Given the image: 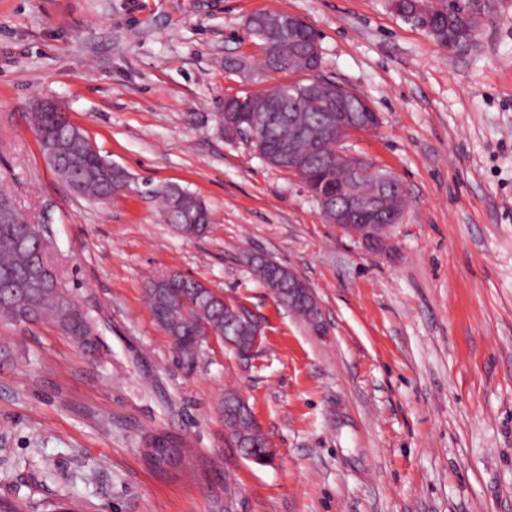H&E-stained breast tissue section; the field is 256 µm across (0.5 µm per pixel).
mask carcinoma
Instances as JSON below:
<instances>
[{
    "label": "carcinoma",
    "mask_w": 512,
    "mask_h": 512,
    "mask_svg": "<svg viewBox=\"0 0 512 512\" xmlns=\"http://www.w3.org/2000/svg\"><path fill=\"white\" fill-rule=\"evenodd\" d=\"M441 6L432 15L433 30L429 34L436 40L461 30L466 36L469 28L466 8L469 0H440ZM348 99L365 125L371 107L364 95L346 90ZM291 118L275 124L258 123L254 136L245 137L254 151L270 166L288 171V164L276 155V147L293 143L296 151L316 158L324 146L295 135L301 125L318 126L325 115V100L294 97ZM33 125L41 133L50 154L48 162L62 179L74 184L85 197L97 202L103 197L120 194L130 186L125 171H109L97 151L86 150L75 136V128L65 116L57 112L35 111ZM313 196L334 192L336 179L346 178L339 168L335 177L327 179L312 167L300 174ZM162 199L167 222L187 237L203 235L210 223L207 206L183 188L170 185L155 190ZM272 262L263 256L251 260L254 276L262 285L269 284ZM147 300L154 319L171 339L175 362L190 374L195 368L199 349L207 341L208 332L228 336L240 344H248L252 327L242 317L227 312L224 298L213 294L203 283L178 277L176 286L166 288L149 280ZM0 319L9 322L36 323L52 320L57 328L89 356L99 352L94 321L69 293L61 287L51 266L48 236L38 237L36 226L30 224L13 206L0 218ZM238 426L247 436L249 452L260 456L265 452L263 436L247 418L238 420ZM34 507L21 497L0 498V512H32Z\"/></svg>",
    "instance_id": "1"
}]
</instances>
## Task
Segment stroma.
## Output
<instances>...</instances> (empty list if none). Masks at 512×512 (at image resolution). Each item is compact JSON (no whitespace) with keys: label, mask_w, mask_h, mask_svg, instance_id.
Instances as JSON below:
<instances>
[{"label":"stroma","mask_w":512,"mask_h":512,"mask_svg":"<svg viewBox=\"0 0 512 512\" xmlns=\"http://www.w3.org/2000/svg\"><path fill=\"white\" fill-rule=\"evenodd\" d=\"M284 11L314 27L320 73L380 115L352 149L406 188L391 258L326 223L295 175L224 132V100L264 74L248 29ZM50 100L131 188L73 193L40 152ZM0 179L49 225L63 288L95 322L92 359L52 321H0V498L77 499L84 512H512V0L473 46L448 50L390 0H0ZM212 214L185 237L152 189ZM262 255L314 290L307 326L252 276ZM178 272L263 324L250 361L204 343L174 362L146 302ZM241 393L276 448L232 447L219 404ZM165 431L190 450L160 472ZM177 441L172 440L166 434L157 433L147 439L145 448H143L144 455L149 459H155L159 454L165 453L167 460V467L172 468L177 466L180 462L179 449Z\"/></svg>","instance_id":"stroma-1"}]
</instances>
